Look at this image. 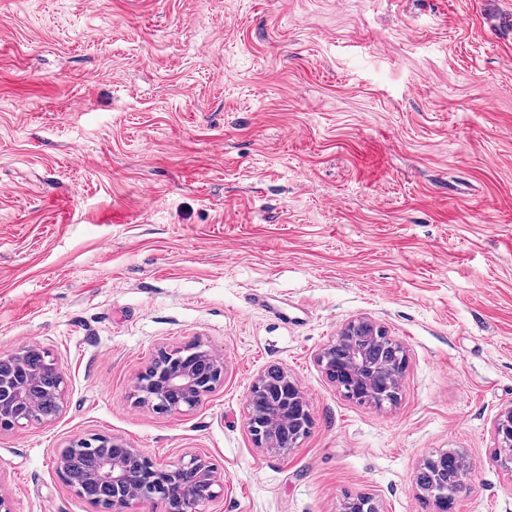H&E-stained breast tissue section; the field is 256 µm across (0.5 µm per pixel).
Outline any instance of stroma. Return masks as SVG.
<instances>
[{"instance_id": "35a3bbf8", "label": "stroma", "mask_w": 512, "mask_h": 512, "mask_svg": "<svg viewBox=\"0 0 512 512\" xmlns=\"http://www.w3.org/2000/svg\"><path fill=\"white\" fill-rule=\"evenodd\" d=\"M363 317L404 348L396 403L317 362ZM194 342L215 389L139 403ZM29 344L64 397L0 433L12 512H101L56 469L94 434L210 461L204 512H434L415 471L448 450L451 512H512V0H0V356ZM271 366L312 416L285 454L247 428ZM194 345L196 348L193 351L188 349V352L199 354L214 364L212 377L206 378L203 374H199L195 364H192L191 360H187L189 355H183V350L178 353L164 350L154 358L152 363L136 379V388L143 394V399L148 402H156L157 409L183 411L182 407L192 408L197 404L203 393L213 389L215 385L221 382L224 376V361L216 359L206 351L199 350V346ZM165 358L180 360L181 366L168 373L166 372L167 362L164 363ZM169 391L181 392L183 399L173 404L166 403L165 398ZM494 438L499 448L497 460L500 464L512 469V406H509L499 412L494 425Z\"/></svg>"}]
</instances>
